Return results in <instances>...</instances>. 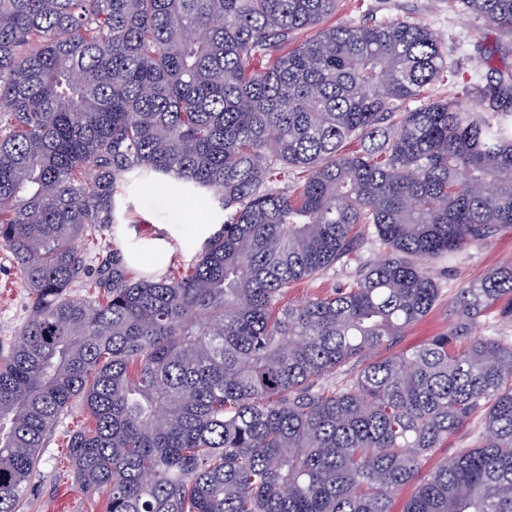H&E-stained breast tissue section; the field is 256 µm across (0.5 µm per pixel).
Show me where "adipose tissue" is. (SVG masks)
<instances>
[{
    "instance_id": "adipose-tissue-1",
    "label": "adipose tissue",
    "mask_w": 512,
    "mask_h": 512,
    "mask_svg": "<svg viewBox=\"0 0 512 512\" xmlns=\"http://www.w3.org/2000/svg\"><path fill=\"white\" fill-rule=\"evenodd\" d=\"M165 187L167 198L183 214L184 220L179 224L118 225L116 234L124 241L120 257L128 268L147 272L166 269L176 248L188 246L202 250L221 230L209 213L181 196L177 179L167 178Z\"/></svg>"
}]
</instances>
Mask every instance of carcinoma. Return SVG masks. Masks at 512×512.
I'll list each match as a JSON object with an SVG mask.
<instances>
[{"label":"carcinoma","instance_id":"carcinoma-1","mask_svg":"<svg viewBox=\"0 0 512 512\" xmlns=\"http://www.w3.org/2000/svg\"><path fill=\"white\" fill-rule=\"evenodd\" d=\"M337 3L0 0V247L28 295L0 512L76 399L69 472L103 512H392L408 485L402 512H512V339L482 333L512 326V261L456 292L449 332L376 356L436 306L432 260L512 229V73L423 103L433 31L329 25ZM448 4L512 33V0ZM170 176L223 230L162 276L114 254L71 297L82 246ZM366 224L380 259L281 303ZM475 428L470 425L464 428L457 436L451 438L448 441L447 448H440L434 455L428 460L426 467L430 468L445 455H451L456 448H473L477 444V435L475 434Z\"/></svg>","mask_w":512,"mask_h":512}]
</instances>
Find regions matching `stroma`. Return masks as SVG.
<instances>
[{
	"mask_svg": "<svg viewBox=\"0 0 512 512\" xmlns=\"http://www.w3.org/2000/svg\"><path fill=\"white\" fill-rule=\"evenodd\" d=\"M402 19L429 26L441 40L448 77L425 89V101L476 97L480 77L494 68L512 70V36L487 26L475 15L450 8L448 0H340L332 17L333 23L351 26L366 20ZM362 235L365 242L356 259L292 286L284 296L285 301L295 304L333 293L348 284L361 263L375 260L383 252L373 228H363ZM509 259H512V230L498 234L486 247L463 250L451 260H432L430 270L440 285L439 300L425 319L405 331L397 344L398 349L419 345L450 329L454 324L450 302L457 289ZM27 316V292L21 274L10 254L0 249L1 344H9L18 336ZM88 421L82 402L74 401L48 435L41 462L17 512H102L101 500L87 496L75 486L63 448L67 432Z\"/></svg>",
	"mask_w": 512,
	"mask_h": 512,
	"instance_id": "obj_1",
	"label": "stroma"
}]
</instances>
